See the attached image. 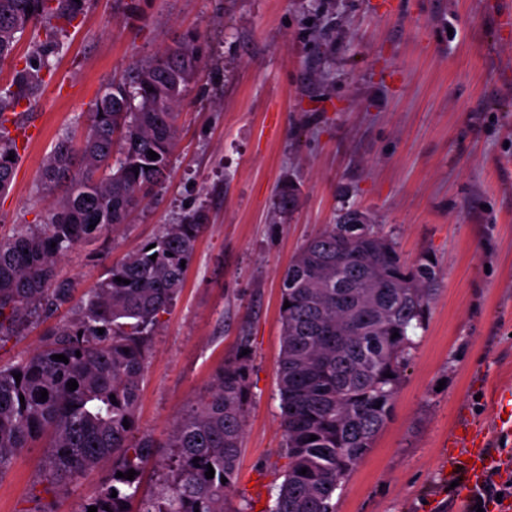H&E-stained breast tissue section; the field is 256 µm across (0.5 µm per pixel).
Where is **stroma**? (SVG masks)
<instances>
[{"label":"stroma","instance_id":"35a3bbf8","mask_svg":"<svg viewBox=\"0 0 512 512\" xmlns=\"http://www.w3.org/2000/svg\"><path fill=\"white\" fill-rule=\"evenodd\" d=\"M208 41L180 108L169 176L129 218L61 259L78 292L166 224L201 210L206 228L184 288L161 314L136 417L165 441L217 370L249 356L251 399L233 504L272 507L287 460L277 368L280 277L292 256L358 209L407 260L428 254L439 286L403 373L392 417L336 498V512H466L447 474L461 431L495 426L512 389V31L489 0H90L64 25L36 104L15 115L40 135L0 194V236L39 224L47 156L82 127L96 95L189 32ZM299 189L292 216L276 194ZM60 311L0 342V363L40 350ZM490 449L512 458V437ZM45 448L0 478V512H72L112 471L70 496L46 476Z\"/></svg>","mask_w":512,"mask_h":512}]
</instances>
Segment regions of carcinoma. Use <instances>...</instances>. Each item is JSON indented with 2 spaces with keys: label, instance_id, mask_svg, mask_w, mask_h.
Segmentation results:
<instances>
[{
  "label": "carcinoma",
  "instance_id": "cac0c4a2",
  "mask_svg": "<svg viewBox=\"0 0 512 512\" xmlns=\"http://www.w3.org/2000/svg\"><path fill=\"white\" fill-rule=\"evenodd\" d=\"M85 5L0 0V64L17 35L43 25L25 66L0 95V115L39 98L41 72L52 71L49 58L59 49L62 28L52 21L69 23ZM204 45L196 32L166 46L130 81L98 94L79 142L69 133L58 139L42 173L43 190L56 195L44 222L20 224L0 238V340L35 315L70 306L75 287L55 278L59 260L125 223L163 182L178 135L176 109L203 64ZM150 150L157 159H149ZM14 153L0 133L1 192L12 184ZM298 196L294 185H283L279 213H292ZM350 214L341 211L309 239L282 277L280 303L290 307L280 308L278 390L288 465L271 512H336L337 490L391 419L412 335L423 328L436 291L430 257L408 262L396 243L350 223ZM205 221L195 211L181 224L164 225L151 240L155 247L142 245L82 296L74 318L50 332L43 350L0 366V477L24 449L41 443L51 484L64 494L87 470L112 460L109 478L75 512H245L232 506L230 493L250 398L247 357L224 365L164 443L137 435L151 336L183 290L181 261H190ZM60 354L68 362L52 359ZM72 379L74 391L67 386ZM161 447L172 449V469L157 497L142 498L141 477ZM131 469L134 479L116 477Z\"/></svg>",
  "mask_w": 512,
  "mask_h": 512
}]
</instances>
